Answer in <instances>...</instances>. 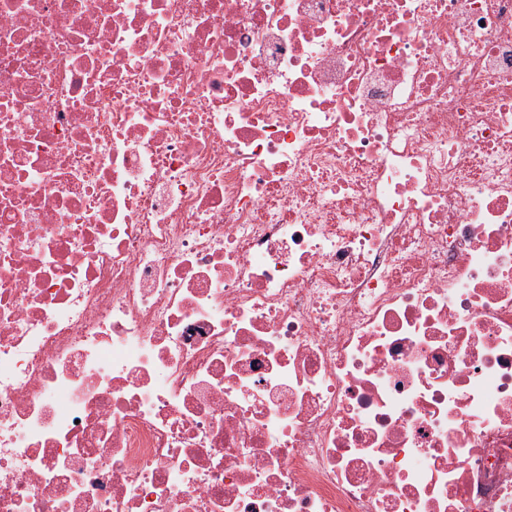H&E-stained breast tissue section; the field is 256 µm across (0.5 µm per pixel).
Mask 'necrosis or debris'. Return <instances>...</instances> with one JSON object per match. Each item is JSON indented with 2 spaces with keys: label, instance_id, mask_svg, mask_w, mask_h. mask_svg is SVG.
Returning a JSON list of instances; mask_svg holds the SVG:
<instances>
[{
  "label": "necrosis or debris",
  "instance_id": "1",
  "mask_svg": "<svg viewBox=\"0 0 512 512\" xmlns=\"http://www.w3.org/2000/svg\"><path fill=\"white\" fill-rule=\"evenodd\" d=\"M0 512H512V0H0Z\"/></svg>",
  "mask_w": 512,
  "mask_h": 512
}]
</instances>
